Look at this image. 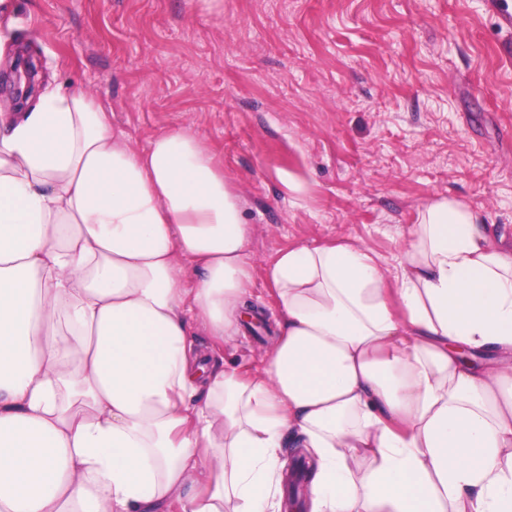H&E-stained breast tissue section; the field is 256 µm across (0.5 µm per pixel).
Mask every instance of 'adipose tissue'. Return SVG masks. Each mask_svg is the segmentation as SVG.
<instances>
[{
    "mask_svg": "<svg viewBox=\"0 0 512 512\" xmlns=\"http://www.w3.org/2000/svg\"><path fill=\"white\" fill-rule=\"evenodd\" d=\"M254 227L204 141L135 148L87 94L0 111V512H512V250L441 197L392 275L353 242L264 270L280 335L237 336Z\"/></svg>",
    "mask_w": 512,
    "mask_h": 512,
    "instance_id": "ef3b65f1",
    "label": "adipose tissue"
}]
</instances>
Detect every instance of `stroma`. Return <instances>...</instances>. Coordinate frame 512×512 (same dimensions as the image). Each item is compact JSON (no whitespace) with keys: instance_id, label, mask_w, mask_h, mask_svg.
<instances>
[{"instance_id":"1","label":"stroma","mask_w":512,"mask_h":512,"mask_svg":"<svg viewBox=\"0 0 512 512\" xmlns=\"http://www.w3.org/2000/svg\"><path fill=\"white\" fill-rule=\"evenodd\" d=\"M43 73L90 94L134 146L193 128L244 195L263 269L296 243L358 241L393 270L440 196L512 245V0H11Z\"/></svg>"}]
</instances>
